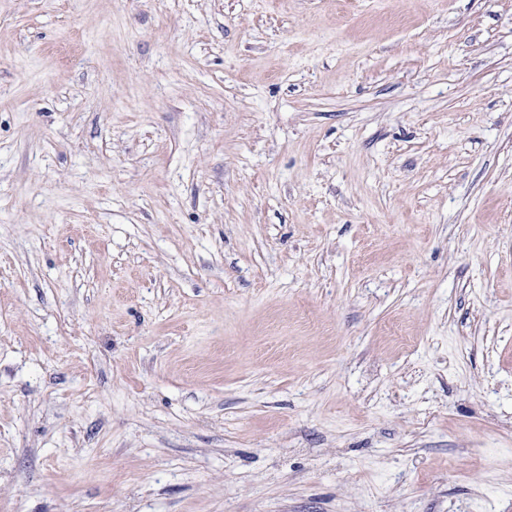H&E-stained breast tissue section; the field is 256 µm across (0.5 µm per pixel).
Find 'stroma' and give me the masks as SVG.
Here are the masks:
<instances>
[{
  "instance_id": "stroma-1",
  "label": "stroma",
  "mask_w": 512,
  "mask_h": 512,
  "mask_svg": "<svg viewBox=\"0 0 512 512\" xmlns=\"http://www.w3.org/2000/svg\"><path fill=\"white\" fill-rule=\"evenodd\" d=\"M0 512H512V0H0Z\"/></svg>"
}]
</instances>
